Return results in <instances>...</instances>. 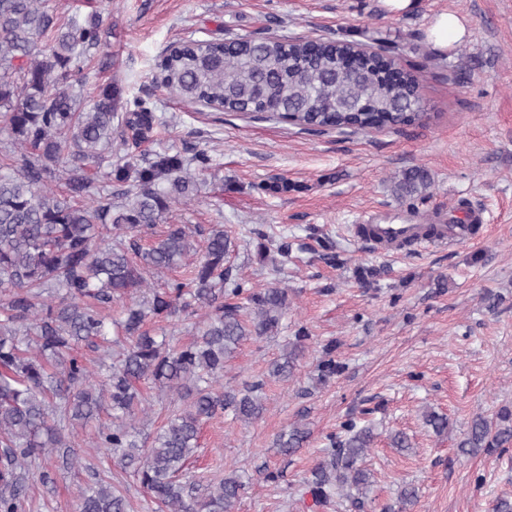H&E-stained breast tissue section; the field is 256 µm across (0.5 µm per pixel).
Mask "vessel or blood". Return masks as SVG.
Listing matches in <instances>:
<instances>
[{"instance_id": "obj_1", "label": "vessel or blood", "mask_w": 512, "mask_h": 512, "mask_svg": "<svg viewBox=\"0 0 512 512\" xmlns=\"http://www.w3.org/2000/svg\"><path fill=\"white\" fill-rule=\"evenodd\" d=\"M479 219V214L472 211L465 219L452 224H418L403 213L372 214L355 225L354 234L373 249L385 253L414 248L427 250L471 240Z\"/></svg>"}]
</instances>
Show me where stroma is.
<instances>
[{
	"instance_id": "obj_1",
	"label": "stroma",
	"mask_w": 512,
	"mask_h": 512,
	"mask_svg": "<svg viewBox=\"0 0 512 512\" xmlns=\"http://www.w3.org/2000/svg\"><path fill=\"white\" fill-rule=\"evenodd\" d=\"M390 11L384 0H50L63 20L84 24L100 15V45L81 61L82 95L119 93L117 112H149L153 127L134 135L119 126L112 153L90 177L100 195L136 185L161 157L192 158L195 191L172 203L170 224H228L238 239L235 273L250 286L288 291L278 336L243 343L224 368L225 386L262 383L265 410L245 425L218 413L200 433L190 464L202 481L236 472L250 482L237 512H310L303 489L326 456L329 438L346 424H374L378 437L364 460L373 484L362 507L326 512H398L397 490L414 485L412 512H493L512 500V446L466 454L457 443L478 415L512 407V0H413ZM456 15L464 36L447 49L428 37L434 18ZM303 37L344 39L394 48L421 85L423 121L371 132L313 133L188 105L161 83L160 61L189 39ZM462 66L459 82L448 69ZM130 172L128 182L113 178ZM420 167L432 185L398 200L395 175ZM470 202L484 221L465 243L385 254L358 242L352 227L371 213L399 209L421 221L459 214ZM267 238L257 255L254 231ZM291 249L280 256L277 246ZM282 274H273V265ZM309 337L292 375L273 379L299 327ZM337 366L319 382L318 366ZM447 416L436 434L427 412ZM303 423L310 436L280 454L276 437ZM405 433L412 447H392ZM84 469L33 481L26 512H75L87 467L111 469L88 450ZM269 472L278 482L266 481Z\"/></svg>"
}]
</instances>
